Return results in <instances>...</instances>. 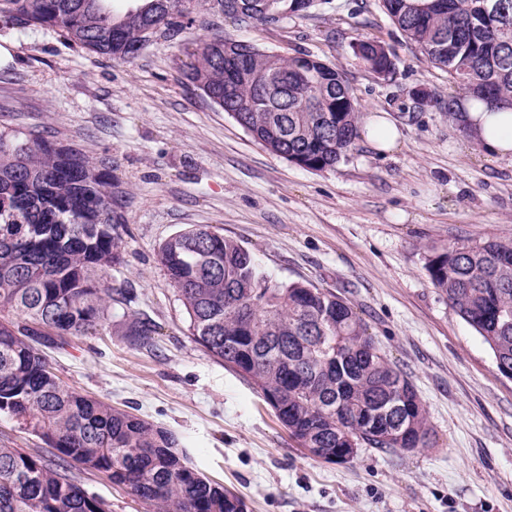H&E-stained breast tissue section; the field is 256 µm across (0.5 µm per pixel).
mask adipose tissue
I'll list each match as a JSON object with an SVG mask.
<instances>
[{
  "label": "adipose tissue",
  "instance_id": "1",
  "mask_svg": "<svg viewBox=\"0 0 512 512\" xmlns=\"http://www.w3.org/2000/svg\"><path fill=\"white\" fill-rule=\"evenodd\" d=\"M458 119L487 152L512 156V106L472 98Z\"/></svg>",
  "mask_w": 512,
  "mask_h": 512
}]
</instances>
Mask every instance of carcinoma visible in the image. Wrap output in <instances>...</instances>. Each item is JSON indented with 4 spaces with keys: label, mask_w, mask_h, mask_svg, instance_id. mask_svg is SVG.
Instances as JSON below:
<instances>
[{
    "label": "carcinoma",
    "mask_w": 512,
    "mask_h": 512,
    "mask_svg": "<svg viewBox=\"0 0 512 512\" xmlns=\"http://www.w3.org/2000/svg\"><path fill=\"white\" fill-rule=\"evenodd\" d=\"M112 0H0V24L54 28L72 45L130 62L154 40L177 39L198 16L272 26L258 0H140L116 17ZM484 0H382L407 42L464 96L512 106V0L488 16ZM362 62L393 73L381 42L358 41ZM188 79L272 153L322 171L359 138L360 112L339 69L309 54L268 53L230 36L199 41ZM123 244L103 163L72 144L0 133V415L40 435L53 458L0 446V512H105L71 471L107 474L152 512H246L244 500L187 466L168 429L64 388L40 340L96 330L122 291L107 269ZM158 262L189 332L248 379L289 437L330 461L338 448H426L433 431L412 382L342 296L285 283L238 241L191 225L162 242ZM426 270L457 315L512 378V243L432 245ZM130 335L155 332L129 312Z\"/></svg>",
    "instance_id": "1"
}]
</instances>
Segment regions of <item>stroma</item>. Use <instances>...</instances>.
Listing matches in <instances>:
<instances>
[{"instance_id": "obj_1", "label": "stroma", "mask_w": 512, "mask_h": 512, "mask_svg": "<svg viewBox=\"0 0 512 512\" xmlns=\"http://www.w3.org/2000/svg\"><path fill=\"white\" fill-rule=\"evenodd\" d=\"M217 33L342 70L362 115L397 122L398 150L382 155L362 138L322 171L271 153L185 76L189 52ZM365 38L394 55L391 76L353 54ZM418 88L432 100L415 103ZM449 90L381 0H325L275 26L224 17L131 62L87 53L56 29L0 26V131L104 162L125 228L112 285L134 299L48 350L62 383L171 430L190 464L247 512H512V378L425 269L433 244L512 242V160L449 120L437 103ZM193 224L237 240L273 278L332 289L361 311L422 398L434 447L362 448L349 464L299 448L256 388L188 331L157 250ZM128 309L155 323L149 343L128 336ZM73 476L107 512H151L104 474Z\"/></svg>"}]
</instances>
